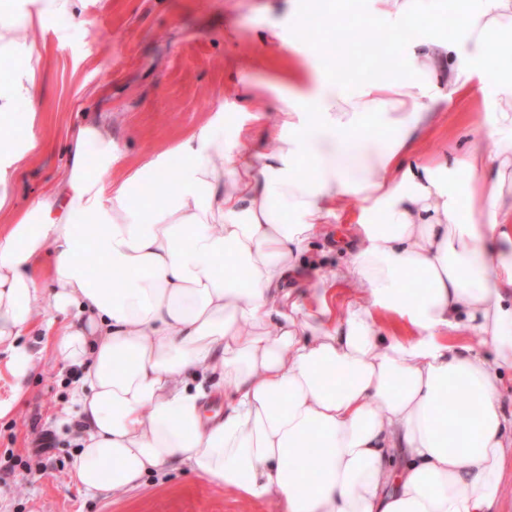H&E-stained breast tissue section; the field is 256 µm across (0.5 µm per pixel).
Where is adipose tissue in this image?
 <instances>
[{"label":"adipose tissue","mask_w":512,"mask_h":512,"mask_svg":"<svg viewBox=\"0 0 512 512\" xmlns=\"http://www.w3.org/2000/svg\"><path fill=\"white\" fill-rule=\"evenodd\" d=\"M21 2L0 0V57H33L19 31L75 7ZM372 2L424 39L368 78L295 75L274 150L252 159L248 128L225 130L217 111L123 169L109 127L89 121L70 133L65 175L25 211L17 178L44 148L39 71L0 73V124L29 129L0 135V353L15 394L37 365L34 330L82 368L71 476L85 494L177 463L280 512H503L512 499V71L483 79L512 51V0H459L451 38L442 0ZM476 92L495 154L419 159L439 113ZM89 157L119 178L91 175ZM350 196L366 208L348 265L286 290ZM464 324L486 351L453 342ZM210 389L223 416L206 413Z\"/></svg>","instance_id":"adipose-tissue-1"}]
</instances>
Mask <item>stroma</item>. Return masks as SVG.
<instances>
[{
	"label": "stroma",
	"mask_w": 512,
	"mask_h": 512,
	"mask_svg": "<svg viewBox=\"0 0 512 512\" xmlns=\"http://www.w3.org/2000/svg\"><path fill=\"white\" fill-rule=\"evenodd\" d=\"M290 0H84V24L48 16L23 30L41 47V125L45 150L20 177L18 209L38 202L66 171L65 133L86 118L112 130L124 165L166 149L223 110L224 125L246 120L236 108L242 92L263 91L269 112L280 101L268 93L273 75L314 67L323 35L295 34ZM383 36V53L352 50L355 77L382 70L397 45L422 40L421 32L371 22ZM489 113L481 102L463 104L435 124L424 156H455L479 144ZM74 373L44 355L15 404L0 419V512H278L275 502L249 501L181 468L145 477L138 488L91 497L71 480L78 448L75 427L60 424Z\"/></svg>",
	"instance_id": "1"
}]
</instances>
